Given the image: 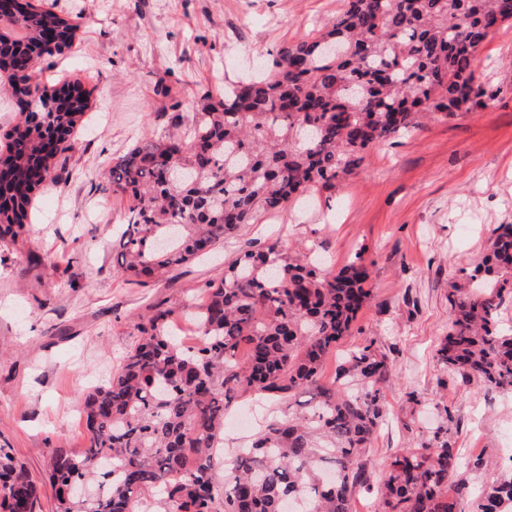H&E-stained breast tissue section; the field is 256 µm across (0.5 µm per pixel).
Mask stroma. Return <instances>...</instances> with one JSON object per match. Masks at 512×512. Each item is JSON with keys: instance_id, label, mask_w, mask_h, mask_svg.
<instances>
[{"instance_id": "obj_1", "label": "stroma", "mask_w": 512, "mask_h": 512, "mask_svg": "<svg viewBox=\"0 0 512 512\" xmlns=\"http://www.w3.org/2000/svg\"><path fill=\"white\" fill-rule=\"evenodd\" d=\"M75 23L72 45L42 62L89 109L59 152L53 182L32 196L29 233L0 238V448L38 481L52 512L48 451L88 447L83 396L115 373L139 340L149 304L195 305L238 251L270 242L342 268L373 263V296L348 341L371 338L388 357V415L369 455L382 481L395 455L420 447L452 412L449 437L482 485L512 467V391L486 394L443 374L435 357L448 332V293L485 252L493 228L512 224V25L492 31L478 77L493 105L433 119L370 147L343 190L242 225L211 254L144 286L125 282L113 249L128 201L105 174L137 142L187 132L201 95L269 62L283 45L336 17L343 0H34ZM224 445L244 447L264 419L250 399L229 413Z\"/></svg>"}]
</instances>
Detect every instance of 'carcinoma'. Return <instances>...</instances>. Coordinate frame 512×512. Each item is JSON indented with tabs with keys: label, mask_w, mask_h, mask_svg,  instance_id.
<instances>
[{
	"label": "carcinoma",
	"mask_w": 512,
	"mask_h": 512,
	"mask_svg": "<svg viewBox=\"0 0 512 512\" xmlns=\"http://www.w3.org/2000/svg\"><path fill=\"white\" fill-rule=\"evenodd\" d=\"M512 21V0H343L331 26L282 48L269 74L241 78L224 95L201 97L181 139L141 142L108 170L112 192L133 205L118 236L117 272L129 281L162 276L224 241L241 225L277 213L317 189L343 188L363 151L401 138L427 114L486 108L477 84L480 48ZM68 46L76 26L53 10L0 20V49L17 45L52 57L42 33ZM88 97L63 83H36L0 167L24 172L42 155L46 130L73 127ZM27 195L0 211L23 229ZM364 255L339 270L291 255L273 242L239 253L211 280L193 320L199 340L170 331L177 307L158 303L138 326L141 338L119 372L83 398L89 448L49 449L54 512H351L371 490L367 448L387 409L391 368L369 339L326 359L351 335L370 299ZM469 287L448 296L451 322L436 358L462 382L488 393L512 390V329L500 310L512 299V224L492 229ZM314 391L301 412L274 416L224 463L227 409L251 394L283 401ZM428 441L396 455L376 489L377 512H512V470L482 486L460 473L448 440L449 410ZM0 512H41L36 482L0 449Z\"/></svg>",
	"instance_id": "obj_1"
}]
</instances>
